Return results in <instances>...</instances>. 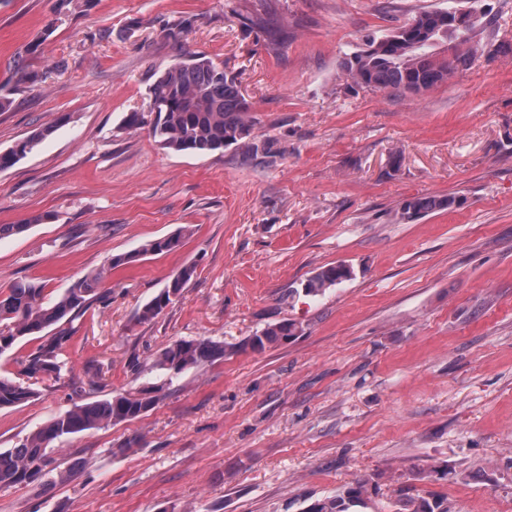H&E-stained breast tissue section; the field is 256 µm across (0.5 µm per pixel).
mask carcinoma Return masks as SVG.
<instances>
[{
	"label": "carcinoma",
	"instance_id": "cac0c4a2",
	"mask_svg": "<svg viewBox=\"0 0 512 512\" xmlns=\"http://www.w3.org/2000/svg\"><path fill=\"white\" fill-rule=\"evenodd\" d=\"M458 22L448 24V11L436 9L414 15L403 26L380 38L369 40V52L356 53L345 68L354 81L370 89L422 94L448 82L459 70L472 66L479 53L473 42L482 25V16L471 6L455 10ZM438 45L448 53H437ZM129 129L150 126V135L173 152L197 154L224 153L233 147L244 160L274 158L280 154L277 140L254 134L255 122L250 105L236 77L226 71L224 62L205 55H194L162 71L150 86L147 112H131L124 120ZM47 132L34 134L0 151V170L15 166L40 144ZM457 204L452 196L412 197L397 210L399 218L447 210ZM178 234L145 243L140 253L162 254L179 247ZM196 276V266L185 265L173 274L165 287L138 314L146 322L158 317L180 296ZM351 279V271L334 264L319 268L303 284L302 290L318 296L326 289ZM102 271L74 281L61 295L48 299L45 285L32 281L14 283L0 292V355L21 339H43L23 369L24 381L0 377V409L27 402L36 395L30 379L59 375L66 369L62 354L72 340L69 327L77 314L92 301L104 297L100 287ZM55 332L50 334L48 329ZM300 331L290 320L270 324L250 337L248 346L263 351L287 341ZM226 349L211 340H181L165 347L153 367L175 376L187 369L224 358ZM154 390L135 394L117 393L109 398L88 401L56 416L30 433L14 448L0 452V489L24 488L35 483H65L71 473L60 469L53 457L54 443L63 438L109 425L136 420L158 404ZM369 480L358 479L344 491L311 502L304 512H350L365 504ZM402 512H450L444 500L403 494Z\"/></svg>",
	"mask_w": 512,
	"mask_h": 512
}]
</instances>
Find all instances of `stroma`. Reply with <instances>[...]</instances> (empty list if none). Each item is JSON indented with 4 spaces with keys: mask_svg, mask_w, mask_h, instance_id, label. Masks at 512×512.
Listing matches in <instances>:
<instances>
[{
    "mask_svg": "<svg viewBox=\"0 0 512 512\" xmlns=\"http://www.w3.org/2000/svg\"><path fill=\"white\" fill-rule=\"evenodd\" d=\"M465 4L97 0L85 16L0 0V150L48 132L0 171V224L29 225L0 240V290L37 281L53 298L108 272L107 302L72 323L66 371L0 410V451L90 398L160 395L141 419L65 438L71 481L0 489V512H303L358 478L363 512H398L406 491L512 512V0H482L481 57L425 94L364 88L344 67L367 35ZM188 52L233 72L279 156L176 153L126 129L154 73ZM434 195L461 203L395 219ZM178 232L180 247L110 268ZM337 262L352 279L300 292ZM187 264L181 296L138 321ZM286 319L297 336L248 347ZM203 338L232 355L174 378L153 368Z\"/></svg>",
    "mask_w": 512,
    "mask_h": 512,
    "instance_id": "35a3bbf8",
    "label": "stroma"
}]
</instances>
